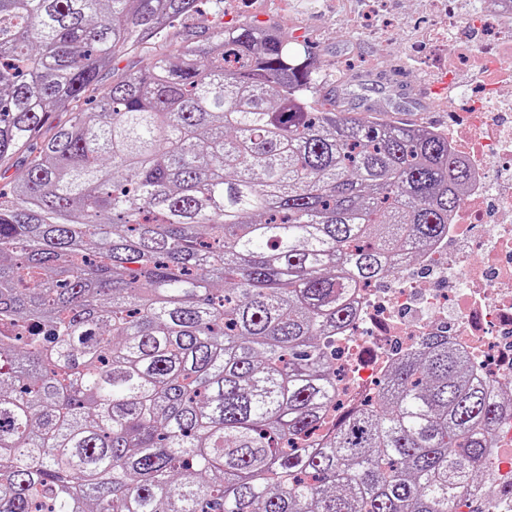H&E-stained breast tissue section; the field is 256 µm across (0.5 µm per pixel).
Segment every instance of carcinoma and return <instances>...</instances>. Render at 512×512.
Segmentation results:
<instances>
[{
    "label": "carcinoma",
    "instance_id": "carcinoma-1",
    "mask_svg": "<svg viewBox=\"0 0 512 512\" xmlns=\"http://www.w3.org/2000/svg\"><path fill=\"white\" fill-rule=\"evenodd\" d=\"M201 0H0V512H477L512 396L448 337L330 424L356 287L448 232V138ZM68 122L53 125L52 113ZM204 9L208 11L205 5L202 6L199 13L184 20L171 30L172 42L182 40L197 41L205 39L209 35L212 17ZM147 56L148 54H133L118 60L113 69L111 67L102 73L98 86L99 90L103 91L112 84V81L139 71L145 66Z\"/></svg>",
    "mask_w": 512,
    "mask_h": 512
}]
</instances>
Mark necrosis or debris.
Returning a JSON list of instances; mask_svg holds the SVG:
<instances>
[{
  "instance_id": "1",
  "label": "necrosis or debris",
  "mask_w": 512,
  "mask_h": 512,
  "mask_svg": "<svg viewBox=\"0 0 512 512\" xmlns=\"http://www.w3.org/2000/svg\"><path fill=\"white\" fill-rule=\"evenodd\" d=\"M448 17L457 49L443 81L449 99L468 110L448 145L470 175L469 189L451 215L448 235L433 244L420 267L399 262L388 286L361 287L357 317L336 336L337 401L357 405L387 373L396 352L410 351L433 334L467 355L474 372L491 383L512 375V8L500 0H429ZM466 16V28L457 19ZM491 29L472 47L466 32ZM474 70L482 93L471 96L456 75Z\"/></svg>"
}]
</instances>
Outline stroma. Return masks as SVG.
<instances>
[{
    "label": "stroma",
    "instance_id": "35a3bbf8",
    "mask_svg": "<svg viewBox=\"0 0 512 512\" xmlns=\"http://www.w3.org/2000/svg\"><path fill=\"white\" fill-rule=\"evenodd\" d=\"M255 19L291 34L320 66L347 73L334 84L343 110L380 109L386 122L417 123L446 130L459 109L446 94H430L448 68L454 47L438 40L441 18L427 0H224V20ZM391 31L384 47L380 35Z\"/></svg>",
    "mask_w": 512,
    "mask_h": 512
}]
</instances>
